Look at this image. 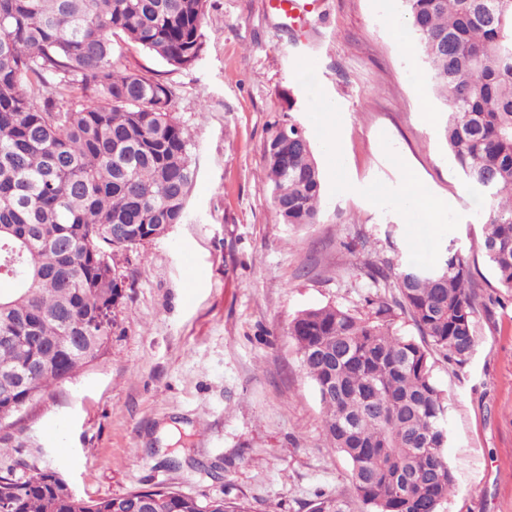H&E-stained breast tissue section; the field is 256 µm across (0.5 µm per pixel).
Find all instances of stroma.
Instances as JSON below:
<instances>
[{
	"mask_svg": "<svg viewBox=\"0 0 512 512\" xmlns=\"http://www.w3.org/2000/svg\"><path fill=\"white\" fill-rule=\"evenodd\" d=\"M203 32L187 69L135 45L116 51L174 90L169 110L197 168L184 223L113 253L126 288L107 355L0 432L86 500L172 486L256 512H308L320 494L368 512L323 434L288 324L309 308L395 304L386 264L433 263L451 245L470 261L478 314L466 365L432 358L456 476L444 512H512V293L484 258L480 203L429 118L398 0H318L295 21L268 0H209ZM289 118L323 176L320 221L298 228L277 223L262 160ZM409 172L446 202L438 229L409 221Z\"/></svg>",
	"mask_w": 512,
	"mask_h": 512,
	"instance_id": "1",
	"label": "stroma"
}]
</instances>
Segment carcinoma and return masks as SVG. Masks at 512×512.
Here are the masks:
<instances>
[{
    "mask_svg": "<svg viewBox=\"0 0 512 512\" xmlns=\"http://www.w3.org/2000/svg\"><path fill=\"white\" fill-rule=\"evenodd\" d=\"M208 2L0 0V336L14 337L0 342V379L17 386L0 411L16 412L104 358L125 298L112 252L185 220L196 166L169 112L173 91L121 69L115 45L189 68L203 52ZM399 2L446 108L448 152L484 204L482 252L512 291V0ZM262 158L276 221L317 223L322 173L306 129L276 126ZM114 224L130 234L112 239ZM389 267L422 341L395 331L391 306L375 299L364 316L303 310L288 334L324 408L323 431L369 512H440L456 479L431 356L462 366L474 349L470 264L450 246L435 263ZM138 500L158 512H253L172 487L87 501L52 468L18 458L0 469V512H125ZM308 512L346 510L319 495Z\"/></svg>",
    "mask_w": 512,
    "mask_h": 512,
    "instance_id": "obj_1",
    "label": "carcinoma"
}]
</instances>
